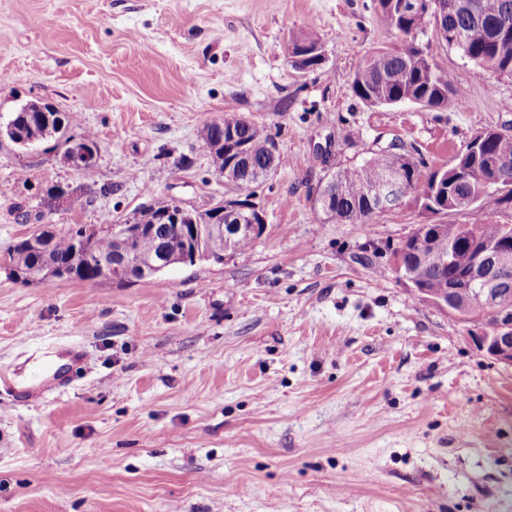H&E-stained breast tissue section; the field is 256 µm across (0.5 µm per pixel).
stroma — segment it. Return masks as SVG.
<instances>
[{
	"instance_id": "1",
	"label": "stroma",
	"mask_w": 512,
	"mask_h": 512,
	"mask_svg": "<svg viewBox=\"0 0 512 512\" xmlns=\"http://www.w3.org/2000/svg\"><path fill=\"white\" fill-rule=\"evenodd\" d=\"M310 32L325 62L303 73L288 45ZM397 41L377 0H0V371L30 383L0 391V512H512V368L393 264L448 216L408 196L336 224L315 203L390 143L427 174L512 128V75L450 48L448 108L360 102L352 73ZM31 101L73 116L66 135L11 141ZM232 116L286 159L246 191L202 139ZM86 131L90 171L62 160ZM56 184L75 192L62 210ZM155 194L251 199L262 232L135 283L11 275L8 248L39 228L118 224ZM74 350L67 387L32 381Z\"/></svg>"
}]
</instances>
